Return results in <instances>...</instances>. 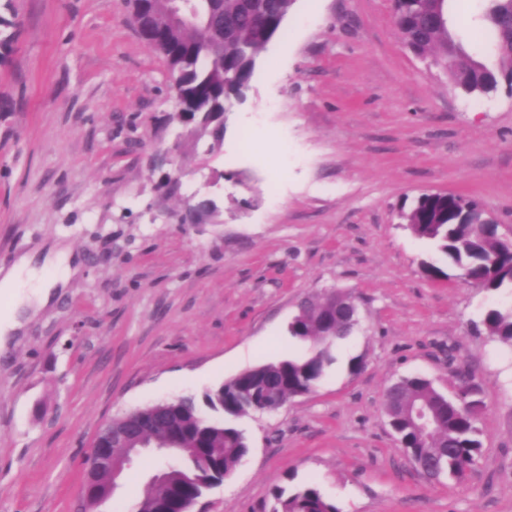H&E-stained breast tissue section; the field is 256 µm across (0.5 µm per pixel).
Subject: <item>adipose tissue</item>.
Instances as JSON below:
<instances>
[{
	"mask_svg": "<svg viewBox=\"0 0 512 512\" xmlns=\"http://www.w3.org/2000/svg\"><path fill=\"white\" fill-rule=\"evenodd\" d=\"M80 272L79 260L61 243L38 254L19 255L10 267L0 268V295L9 299L0 309V335L22 330L31 315L50 302L53 289L65 287Z\"/></svg>",
	"mask_w": 512,
	"mask_h": 512,
	"instance_id": "ef3b65f1",
	"label": "adipose tissue"
}]
</instances>
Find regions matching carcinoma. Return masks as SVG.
I'll return each mask as SVG.
<instances>
[{
  "mask_svg": "<svg viewBox=\"0 0 512 512\" xmlns=\"http://www.w3.org/2000/svg\"><path fill=\"white\" fill-rule=\"evenodd\" d=\"M482 15L492 37V54L502 65L492 66L471 56L454 36L450 25L434 22L437 0H395L401 18L398 32L417 56L442 68L453 86L466 96H488L508 86L512 93V0H488ZM294 0H218L219 12L204 26L175 27L167 41L177 55L166 58L170 85L180 92L178 118L194 125L199 135H212L220 145L222 126L215 113L228 111L244 98L259 53L281 30ZM407 228L432 243L442 264L422 263L431 279L449 278V272L476 288L497 291L512 288V248L498 231L485 223L480 204L444 195L422 194L403 214ZM347 293L319 300L305 299L288 323V336L308 344L296 355L258 364L206 391L202 399L184 395L164 406L163 417L155 419L157 405L135 411L154 420L143 435L147 445L166 453L177 447L165 467L170 497L160 502L155 487L146 484L139 503L144 512H176L177 508L201 498L206 489L230 476L249 451L245 432L235 420L253 410L260 396H271L278 406L288 399L312 392L335 362L333 347L349 336ZM487 336L512 346V307L489 309L483 317ZM454 393L446 395L421 376L405 377L387 387L384 408L400 447L429 481L462 480L477 463L482 442L477 413L483 401L480 386L466 374L456 376ZM423 406L432 424L423 429L404 407ZM272 512H339L320 489L306 484L290 491L273 493Z\"/></svg>",
  "mask_w": 512,
  "mask_h": 512,
  "instance_id": "obj_1",
  "label": "carcinoma"
}]
</instances>
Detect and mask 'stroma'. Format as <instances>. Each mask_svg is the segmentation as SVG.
I'll use <instances>...</instances> for the list:
<instances>
[{"label":"stroma","mask_w":512,"mask_h":512,"mask_svg":"<svg viewBox=\"0 0 512 512\" xmlns=\"http://www.w3.org/2000/svg\"><path fill=\"white\" fill-rule=\"evenodd\" d=\"M484 6L448 0L478 57ZM130 11L0 0L16 24L0 45V266L54 240L83 263L0 350V512H81L103 424L303 352L287 324L333 290L359 308L335 364L238 419L249 452L193 512H270L276 488L307 483L340 512H512V346L480 325L512 291L427 278L440 256L399 216L449 191L512 232V94L463 95L402 43L393 0H295L215 149L172 120L166 61ZM189 200L209 202L201 223H179ZM457 366L484 390L483 448L463 482H430L382 397L406 376L447 390ZM162 464L141 458L93 512H129Z\"/></svg>","instance_id":"35a3bbf8"}]
</instances>
